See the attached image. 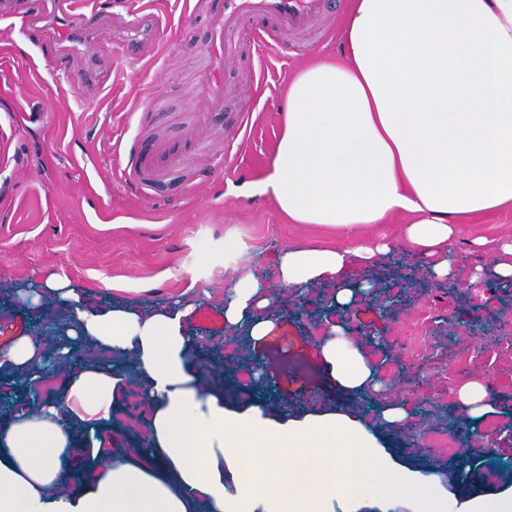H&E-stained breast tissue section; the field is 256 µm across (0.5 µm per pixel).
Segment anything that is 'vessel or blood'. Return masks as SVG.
<instances>
[{
	"label": "vessel or blood",
	"instance_id": "obj_1",
	"mask_svg": "<svg viewBox=\"0 0 512 512\" xmlns=\"http://www.w3.org/2000/svg\"><path fill=\"white\" fill-rule=\"evenodd\" d=\"M208 38L193 70L196 86V122L178 136H132L128 149L129 177L137 193L153 201L155 186L209 149L215 134L208 115L224 110V75L243 60L257 62L269 51L281 49V36L312 31L336 12V0H208ZM57 13L77 27L97 25L82 0H47ZM113 63L141 58L145 44L134 34L105 40Z\"/></svg>",
	"mask_w": 512,
	"mask_h": 512
}]
</instances>
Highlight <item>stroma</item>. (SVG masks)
<instances>
[{
	"instance_id": "35a3bbf8",
	"label": "stroma",
	"mask_w": 512,
	"mask_h": 512,
	"mask_svg": "<svg viewBox=\"0 0 512 512\" xmlns=\"http://www.w3.org/2000/svg\"><path fill=\"white\" fill-rule=\"evenodd\" d=\"M39 0H0V12L30 17L19 30L0 22V302L12 301L50 272L66 275L93 301L129 303L145 309L179 298L197 285L189 330L197 338L196 358L204 374L223 383L228 402L264 394L299 413L331 404L354 411L372 423L383 444L401 462L420 469H455V457L424 452L421 434L448 431L467 450L470 491L486 492L481 481L492 468L502 484H512V285L488 277L468 287L474 265H491L493 241L512 235V207L466 219L451 242L457 273L453 279H428L405 249L382 265L353 267L351 283L371 278L373 293L358 296L353 307L336 311L331 291L315 288L303 296L284 295V306L270 336L256 340L224 331V295L231 274L212 267L193 282L201 250H220L224 234L235 230L247 250L239 271L256 274L260 285L278 289L277 253L286 246L335 243V230L288 221L274 201L247 190L269 169L286 110L289 80L308 65L341 58L342 15L328 24L322 43L299 37V55L270 57L254 70L232 74L226 86L227 113L248 111L243 130L214 116L219 140L235 157V171L202 181L193 198L164 199L146 206L131 190H113L106 208L95 211L91 191L112 183L114 150L136 129L189 127L195 96L190 64L203 47L204 11H189L188 0H144L158 12L163 28L143 32L159 51L128 64H98L94 32L74 35L65 16L38 10ZM76 37L70 55L56 53L53 42ZM97 69L96 83H81L85 70ZM162 92L160 125H141L139 103ZM489 244L473 251L470 242ZM133 282L136 293H115L100 277ZM402 303L388 314L389 299ZM341 322L351 333L369 332L362 346L376 375L389 384L385 396L367 393L350 399L330 380L318 355L327 321ZM486 382L494 397L493 414L479 422L478 437L464 410L450 396L465 381ZM127 395L111 423L81 431V439L103 440L122 453L144 442L150 410L134 371H127ZM402 397L412 415L401 430L378 423L385 399Z\"/></svg>"
}]
</instances>
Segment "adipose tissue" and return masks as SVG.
<instances>
[{
  "instance_id": "obj_1",
  "label": "adipose tissue",
  "mask_w": 512,
  "mask_h": 512,
  "mask_svg": "<svg viewBox=\"0 0 512 512\" xmlns=\"http://www.w3.org/2000/svg\"><path fill=\"white\" fill-rule=\"evenodd\" d=\"M342 35V60L289 81L258 189L292 223L344 234L341 246L286 249L277 267L283 289L330 285L347 309L352 266L403 245L430 278H448L463 218L512 206V0H350ZM396 215L409 218L397 238L381 228ZM227 293L228 330L270 335L277 297L249 273ZM20 299L67 313L61 355L94 343L114 362L71 364L57 400L0 418V512H512V486L471 495L466 469H411L347 410L228 405L194 356L193 302L101 306L55 273ZM330 331L319 352L332 377L354 396L377 389L361 345ZM118 360L151 409L144 446L119 456L76 439L111 420Z\"/></svg>"
}]
</instances>
